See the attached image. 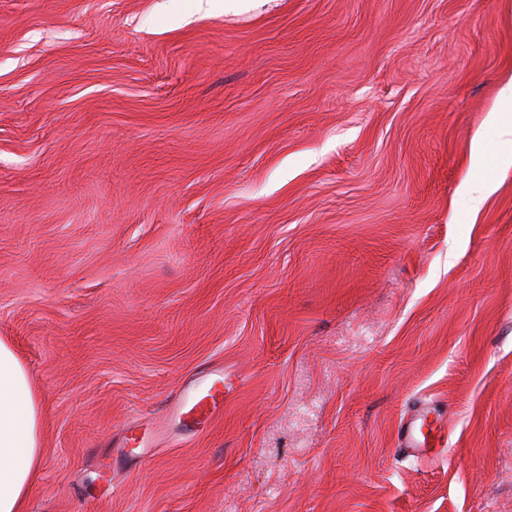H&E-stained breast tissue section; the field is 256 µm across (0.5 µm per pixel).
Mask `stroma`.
<instances>
[{"instance_id":"stroma-1","label":"stroma","mask_w":512,"mask_h":512,"mask_svg":"<svg viewBox=\"0 0 512 512\" xmlns=\"http://www.w3.org/2000/svg\"><path fill=\"white\" fill-rule=\"evenodd\" d=\"M511 77L512 0H0L29 512H512ZM508 93L505 99L501 102L498 111L493 112L491 118L495 121L501 122L506 128V134L511 135V139L505 141L498 154L495 155L494 160L499 163H511L512 161V78L509 81Z\"/></svg>"}]
</instances>
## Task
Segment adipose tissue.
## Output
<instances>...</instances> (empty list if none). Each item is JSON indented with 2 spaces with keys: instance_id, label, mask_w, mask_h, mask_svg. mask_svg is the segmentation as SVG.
<instances>
[{
  "instance_id": "ef3b65f1",
  "label": "adipose tissue",
  "mask_w": 512,
  "mask_h": 512,
  "mask_svg": "<svg viewBox=\"0 0 512 512\" xmlns=\"http://www.w3.org/2000/svg\"><path fill=\"white\" fill-rule=\"evenodd\" d=\"M42 426L30 375L0 339V512H27L42 462Z\"/></svg>"
}]
</instances>
